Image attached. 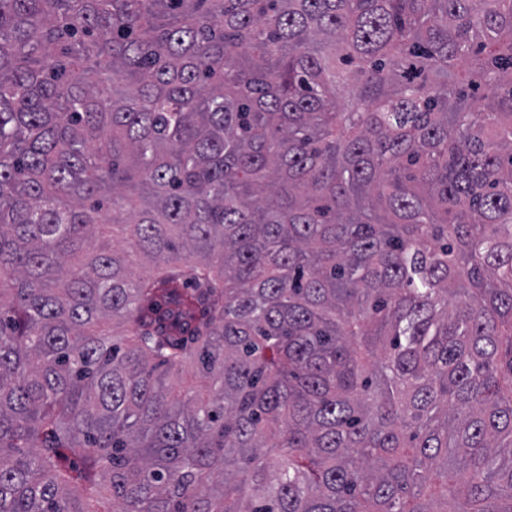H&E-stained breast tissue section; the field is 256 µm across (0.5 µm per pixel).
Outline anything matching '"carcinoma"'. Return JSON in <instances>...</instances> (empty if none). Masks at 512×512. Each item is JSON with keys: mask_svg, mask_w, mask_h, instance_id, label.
<instances>
[{"mask_svg": "<svg viewBox=\"0 0 512 512\" xmlns=\"http://www.w3.org/2000/svg\"><path fill=\"white\" fill-rule=\"evenodd\" d=\"M83 487L512 512V0H0V512ZM170 381L174 383L175 393L180 390L192 388L194 391L205 393L209 385V380L202 376L197 369L189 370L180 375L170 374Z\"/></svg>", "mask_w": 512, "mask_h": 512, "instance_id": "1", "label": "carcinoma"}]
</instances>
